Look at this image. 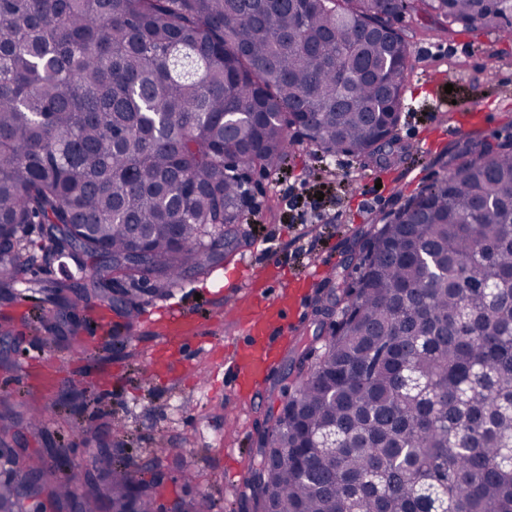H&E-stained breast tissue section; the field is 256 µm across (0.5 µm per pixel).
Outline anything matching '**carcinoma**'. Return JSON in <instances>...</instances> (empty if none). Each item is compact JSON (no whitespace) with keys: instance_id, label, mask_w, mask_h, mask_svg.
I'll use <instances>...</instances> for the list:
<instances>
[{"instance_id":"1","label":"carcinoma","mask_w":512,"mask_h":512,"mask_svg":"<svg viewBox=\"0 0 512 512\" xmlns=\"http://www.w3.org/2000/svg\"><path fill=\"white\" fill-rule=\"evenodd\" d=\"M401 14L512 39V0H0V286L40 224L45 249L103 258L79 267L94 286L139 253L164 287L246 220L245 171L297 145L406 153ZM360 253L247 465L257 512H512V143L469 140ZM46 415L0 395V512H158L174 449L134 470L120 441L79 491L71 444L4 440Z\"/></svg>"}]
</instances>
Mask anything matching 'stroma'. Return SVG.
I'll return each mask as SVG.
<instances>
[{"mask_svg": "<svg viewBox=\"0 0 512 512\" xmlns=\"http://www.w3.org/2000/svg\"><path fill=\"white\" fill-rule=\"evenodd\" d=\"M392 24L404 29L412 50L397 127L399 140L411 151L402 160L364 168L347 154L324 162L300 150L280 175L248 170L244 187L253 205L251 219L205 270L186 272L164 290L151 278L113 277L114 295L139 306L132 321L108 308L77 276L70 291L54 293L63 271L76 275L73 258L48 261L40 251L25 252L14 277L25 283L28 301L0 293V393L52 407L53 413L40 441L24 430L11 434L10 446L72 442L68 474L82 484L97 478L91 460L112 446V425L118 422L137 463L159 448L180 449L170 465L167 497L203 492L223 512H255L250 490L241 475H229L228 467L232 456L249 458L269 407L286 401L290 350H278L271 375L254 391L206 386L218 356L225 354L227 342L241 339L243 319L253 309L251 297L232 284L236 264L252 259L256 286L267 295L287 287L304 291L296 339L330 334V327L316 329L312 315L334 283L325 275L305 280V271L325 265L344 271L363 228L446 174L448 153L464 136L449 135V125L464 126L468 134L493 143L512 140V41L493 30L450 33L425 15ZM291 190L301 207L317 202L318 222L305 223L299 209H288L284 198ZM173 304L199 314L202 325L198 341L170 349L159 328L162 309ZM117 338L130 344L131 353L113 352ZM156 359L171 360L174 373L157 375ZM187 472L195 477L188 487L182 480Z\"/></svg>", "mask_w": 512, "mask_h": 512, "instance_id": "1", "label": "stroma"}]
</instances>
